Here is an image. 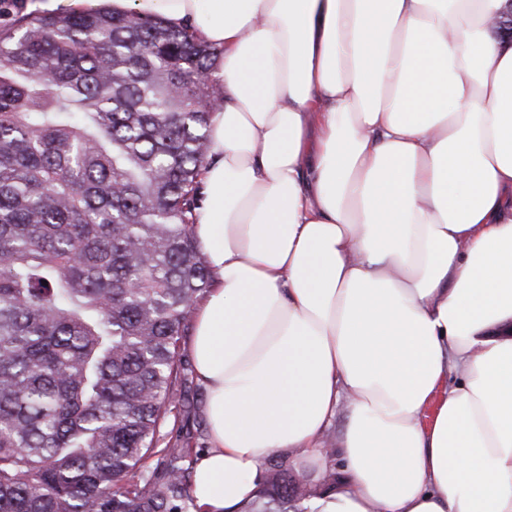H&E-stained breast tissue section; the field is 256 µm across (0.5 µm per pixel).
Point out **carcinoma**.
I'll return each mask as SVG.
<instances>
[{"instance_id": "obj_1", "label": "carcinoma", "mask_w": 512, "mask_h": 512, "mask_svg": "<svg viewBox=\"0 0 512 512\" xmlns=\"http://www.w3.org/2000/svg\"><path fill=\"white\" fill-rule=\"evenodd\" d=\"M216 58L135 11L0 26V512H200L194 448L163 429L213 282L193 228ZM265 466L241 512H302L336 480Z\"/></svg>"}]
</instances>
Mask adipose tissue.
<instances>
[{
	"label": "adipose tissue",
	"instance_id": "adipose-tissue-1",
	"mask_svg": "<svg viewBox=\"0 0 512 512\" xmlns=\"http://www.w3.org/2000/svg\"><path fill=\"white\" fill-rule=\"evenodd\" d=\"M37 6L133 9L218 50L202 512H240L276 452L336 472L304 512H512V0Z\"/></svg>",
	"mask_w": 512,
	"mask_h": 512
}]
</instances>
